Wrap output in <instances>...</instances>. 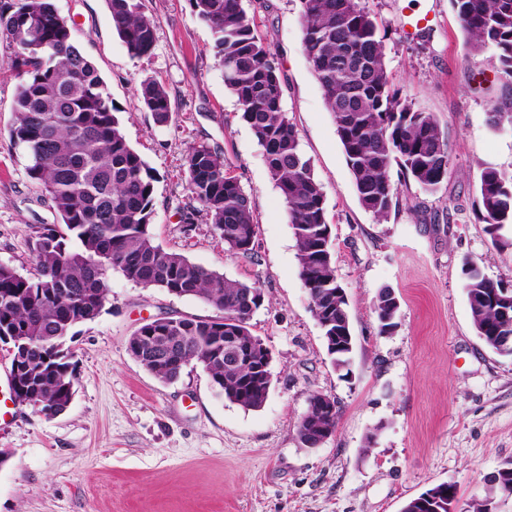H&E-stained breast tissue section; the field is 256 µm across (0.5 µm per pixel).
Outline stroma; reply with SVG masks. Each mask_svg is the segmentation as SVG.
Here are the masks:
<instances>
[{
  "mask_svg": "<svg viewBox=\"0 0 512 512\" xmlns=\"http://www.w3.org/2000/svg\"><path fill=\"white\" fill-rule=\"evenodd\" d=\"M244 4L277 57L283 109L324 192L354 336L349 369L330 361L283 198L224 85L212 32L189 0H144L155 44L142 58L128 54L106 0H56L98 69L127 141L156 177V243L260 286L264 302L249 329L272 352V388L260 409L246 410L217 397L195 362L177 381L160 382L129 353L134 330L166 313L219 312L107 270L102 312L76 326L69 342L77 384L68 409L49 418L15 405L0 426V512H402L441 483L454 485L465 512L512 460V357L477 336L462 287L467 262L512 285V228L493 241L476 215L481 170L512 173V123L488 122L492 104L512 102L495 50L470 51L449 0H361L380 26L391 80L415 110L434 115L451 154L438 192L392 174L401 203L380 221L359 202L303 53L299 0ZM423 16L427 29L413 33ZM13 52L0 32V263L27 275L38 227L58 216L30 179L23 146L10 138L20 83ZM149 77L166 86L168 123H157L136 95ZM202 143L224 158L251 199L254 259L225 250L188 188L187 149ZM186 210L194 211V224L182 223ZM384 288L400 301L388 334L380 333L376 313ZM315 393L334 398L339 416L333 435L308 449L296 426Z\"/></svg>",
  "mask_w": 512,
  "mask_h": 512,
  "instance_id": "stroma-1",
  "label": "stroma"
}]
</instances>
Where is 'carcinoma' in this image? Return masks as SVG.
<instances>
[{"label":"carcinoma","mask_w":512,"mask_h":512,"mask_svg":"<svg viewBox=\"0 0 512 512\" xmlns=\"http://www.w3.org/2000/svg\"><path fill=\"white\" fill-rule=\"evenodd\" d=\"M304 55L333 116L362 207L385 220L399 206L392 166L421 189L439 191L451 155L432 114L413 109L389 78L376 20L360 0H299ZM471 51H497L500 78L512 81V0H450ZM192 11L214 37L215 57L224 83L237 98L241 118L264 148L298 248L300 277L323 335L350 331L348 301L338 293L331 228L324 192L302 152L298 134L282 107L279 66L256 36L243 0H190ZM113 27L134 58L151 54L153 20L142 0H107ZM0 30L15 43L11 69L21 78L17 119L10 137L28 152L30 178L51 197L60 223L44 224L34 244V274L24 276L0 264V336H15L24 349L17 396L41 403L38 411L73 400L74 364L55 348L72 329L95 319L108 296L106 271L117 270L143 288H163L176 296H195L222 312L215 319L181 315L139 327L128 350L163 383L177 380L193 361L204 363L216 395L247 410L261 408L271 379L249 366L230 368L224 360L226 337L265 343L248 323L260 307L261 290L164 250L150 230L156 177L127 142L101 76L61 21L55 0H0ZM143 106L159 123L171 118L169 95L157 80L137 89ZM512 123V107L498 103L488 122ZM188 188L209 217L224 246L251 258L257 224L251 200L224 158L206 144L186 156ZM477 216L493 240L512 226V174L482 170ZM472 322L478 336L497 353L512 356V307L500 310L504 285L473 264L462 267ZM400 303L382 289L377 297L379 333L396 326ZM338 410L308 405L299 421L310 439L336 428ZM453 486L440 484L409 500L402 512H448Z\"/></svg>","instance_id":"cac0c4a2"}]
</instances>
